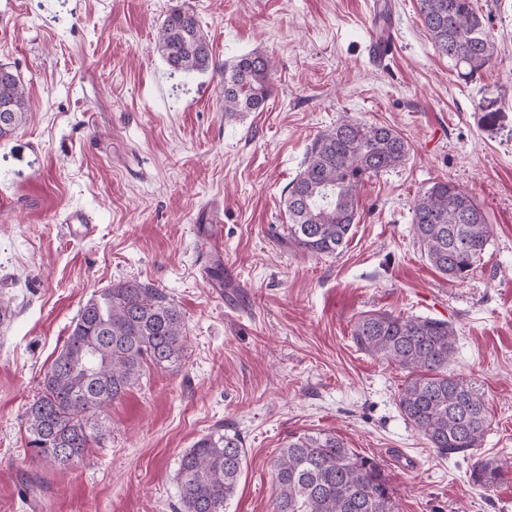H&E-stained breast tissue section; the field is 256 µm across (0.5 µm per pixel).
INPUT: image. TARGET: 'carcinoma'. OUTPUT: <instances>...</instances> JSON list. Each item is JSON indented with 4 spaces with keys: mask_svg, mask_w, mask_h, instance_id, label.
I'll return each instance as SVG.
<instances>
[{
    "mask_svg": "<svg viewBox=\"0 0 512 512\" xmlns=\"http://www.w3.org/2000/svg\"><path fill=\"white\" fill-rule=\"evenodd\" d=\"M436 52L473 79L491 66L495 45L474 0H419ZM158 51L173 72L220 71L224 112H259L268 99L274 67L260 50L216 65L196 13L174 8L157 33ZM30 112L16 70L0 64V139L14 134ZM406 140L391 126L342 116L307 151L285 200L288 241L314 255L332 256L347 243L359 216L360 193L371 178L406 161ZM412 229L432 267L452 282L477 270L491 225L483 208L449 181L423 190L412 207ZM359 350L408 372L399 393L404 419L441 456L464 457L482 445L490 423L483 396L448 374L455 347L448 321L370 313L354 322ZM186 323L166 292L126 281L93 294L25 411L31 455L58 467L83 458L105 438L103 412L140 385L152 369L176 371L186 357ZM245 449L234 431L219 427L180 457L179 499L173 512H226L236 494ZM272 512H398L385 466L325 432L294 434L272 461ZM509 466L474 462L469 481L491 490Z\"/></svg>",
    "mask_w": 512,
    "mask_h": 512,
    "instance_id": "obj_1",
    "label": "carcinoma"
}]
</instances>
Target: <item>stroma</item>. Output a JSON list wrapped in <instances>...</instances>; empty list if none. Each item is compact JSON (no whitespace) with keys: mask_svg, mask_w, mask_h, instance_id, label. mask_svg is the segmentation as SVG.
<instances>
[{"mask_svg":"<svg viewBox=\"0 0 512 512\" xmlns=\"http://www.w3.org/2000/svg\"><path fill=\"white\" fill-rule=\"evenodd\" d=\"M196 11L217 64L252 50L276 72L260 112L224 114L218 72H170L157 32ZM496 43L482 77L439 56L417 0H0V64L31 110L0 140V512H173L178 461L224 425L244 440L226 512H271V462L292 434H335L390 476L399 512H512V476L473 486V458H512V0H475ZM393 37L384 63L371 30ZM395 128L401 166L366 182L341 252L282 244L283 199L311 141L341 114ZM449 180L492 234L465 282L430 266L411 224L418 193ZM95 232L69 234L72 210ZM235 269L215 295L199 268L208 210ZM164 289L187 325L176 371L115 403L109 435L69 468L35 462L24 411L80 308L123 281ZM385 312L448 321V372L483 394L473 457H443L405 421L399 366L359 351L354 322ZM409 465H402L400 457ZM43 488L24 493L23 478Z\"/></svg>","mask_w":512,"mask_h":512,"instance_id":"1","label":"stroma"}]
</instances>
